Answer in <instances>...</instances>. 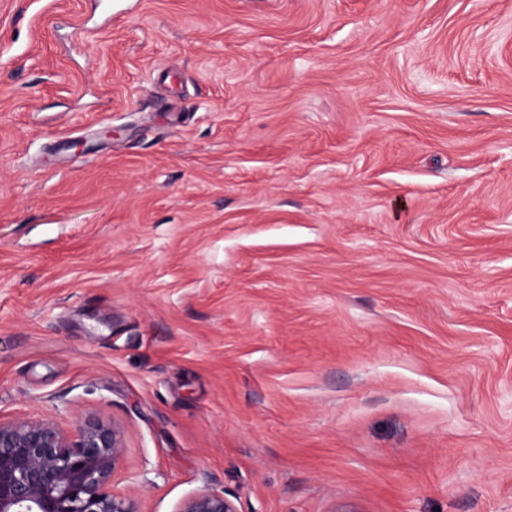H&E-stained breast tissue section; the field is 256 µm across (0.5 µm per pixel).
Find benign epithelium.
<instances>
[{
  "mask_svg": "<svg viewBox=\"0 0 512 512\" xmlns=\"http://www.w3.org/2000/svg\"><path fill=\"white\" fill-rule=\"evenodd\" d=\"M125 457L119 430L95 419L81 422L74 439L51 420L0 419V512H138ZM176 512L238 510L229 494L201 489Z\"/></svg>",
  "mask_w": 512,
  "mask_h": 512,
  "instance_id": "benign-epithelium-1",
  "label": "benign epithelium"
}]
</instances>
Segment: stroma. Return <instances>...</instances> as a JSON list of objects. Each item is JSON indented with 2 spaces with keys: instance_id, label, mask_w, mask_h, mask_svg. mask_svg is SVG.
Instances as JSON below:
<instances>
[{
  "instance_id": "1",
  "label": "stroma",
  "mask_w": 512,
  "mask_h": 512,
  "mask_svg": "<svg viewBox=\"0 0 512 512\" xmlns=\"http://www.w3.org/2000/svg\"><path fill=\"white\" fill-rule=\"evenodd\" d=\"M140 512H512V0H0V417ZM230 494L201 489L186 497L177 512H238Z\"/></svg>"
}]
</instances>
